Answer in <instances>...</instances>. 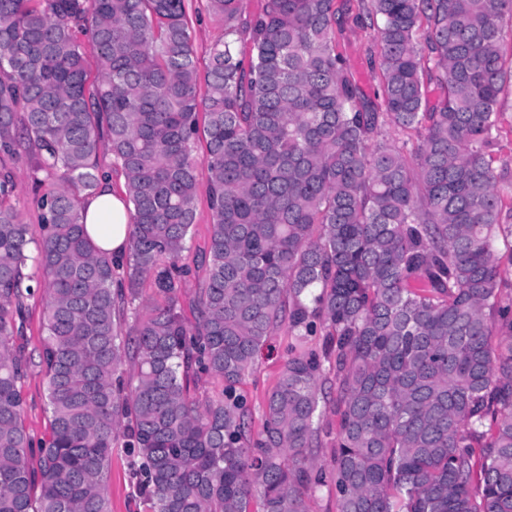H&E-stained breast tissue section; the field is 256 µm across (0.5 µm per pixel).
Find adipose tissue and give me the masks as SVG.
I'll return each instance as SVG.
<instances>
[{
	"label": "adipose tissue",
	"instance_id": "ef3b65f1",
	"mask_svg": "<svg viewBox=\"0 0 512 512\" xmlns=\"http://www.w3.org/2000/svg\"><path fill=\"white\" fill-rule=\"evenodd\" d=\"M128 215L125 200L103 180L85 205L84 225L89 237L103 251L122 255L127 246Z\"/></svg>",
	"mask_w": 512,
	"mask_h": 512
}]
</instances>
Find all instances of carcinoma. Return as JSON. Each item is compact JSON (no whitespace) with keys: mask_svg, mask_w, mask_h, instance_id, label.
<instances>
[{"mask_svg":"<svg viewBox=\"0 0 512 512\" xmlns=\"http://www.w3.org/2000/svg\"><path fill=\"white\" fill-rule=\"evenodd\" d=\"M250 2L208 0L224 39L201 77L185 0H0V512H110L119 447L152 512H310L323 486L337 512H512V301L494 247L512 233L495 167L512 0H360L382 112L338 50L335 0ZM78 32L98 49L93 84ZM386 124L417 144L377 141ZM103 151L126 178L118 259L83 224ZM20 160L43 174L36 226L10 203ZM201 165L208 278L189 324ZM145 279L163 304L141 315ZM37 290L34 358L17 337ZM284 326L329 346L288 358L255 434L240 385ZM201 374L218 393H190ZM208 195V173L205 167L200 166L197 171L196 220L181 258V263L187 265L191 270L181 291L184 315L190 321H193V300L197 288L201 287L205 276V267L201 265V257L208 249L210 224H212ZM46 384L40 368L32 366L23 385L25 398V426L36 446L48 429V413L45 404Z\"/></svg>","mask_w":512,"mask_h":512,"instance_id":"obj_1","label":"carcinoma"}]
</instances>
